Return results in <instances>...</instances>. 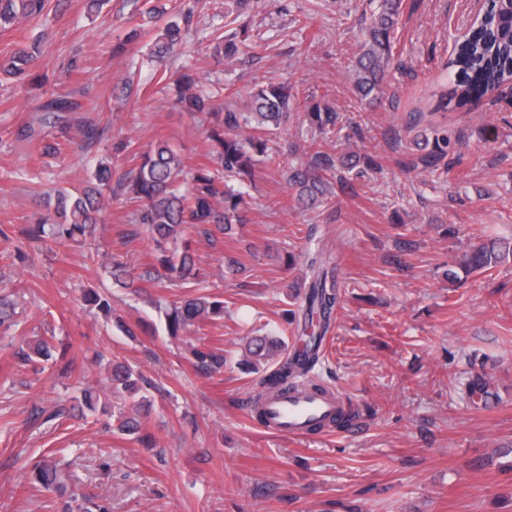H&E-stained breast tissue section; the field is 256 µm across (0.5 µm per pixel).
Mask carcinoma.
Returning <instances> with one entry per match:
<instances>
[{"instance_id":"obj_1","label":"carcinoma","mask_w":512,"mask_h":512,"mask_svg":"<svg viewBox=\"0 0 512 512\" xmlns=\"http://www.w3.org/2000/svg\"><path fill=\"white\" fill-rule=\"evenodd\" d=\"M48 0H0V29H7L21 18H40L48 15ZM399 15V0H375V6L362 32L361 52L353 66V90L360 100L377 97L385 74L392 61V34ZM185 28L181 21L169 20L154 44V54L164 57L184 40ZM40 43L31 50H19L0 55V73L23 80L35 66ZM252 49L249 31L242 29L231 38H222L215 51L224 55V61L234 62L238 56ZM449 69L453 72V86L443 87L438 108L448 109L452 103L458 108L487 94L504 83L512 82V0H489L482 18L476 20L466 37L453 50ZM176 105L191 115L206 113L213 121L206 131L208 155L212 165L186 169L178 152L167 142H158L145 153L143 161L127 184L131 202L137 207L138 223L145 226L154 243L150 253L151 269H161L170 281L182 288L200 285V272L191 252L187 235L195 233L214 240V233H228L235 224L248 223L243 192L224 183L228 178L243 180L253 175L257 157L267 154L271 136L288 121L291 112L304 109L309 122L321 134L336 131L339 115L326 101H314L299 84L269 82L252 95L251 111L239 112L226 107L220 112L213 106V96L200 89V79L185 70L175 79ZM35 111L42 113L40 122L61 124L64 114L84 112V104L72 95H56L41 101ZM85 140L100 141L104 130L86 121L77 120ZM425 152L422 160L432 165L446 155L448 141L424 134L416 142ZM306 161L284 172L286 183L297 189V199L311 207L327 205L333 196V181L342 171L364 173L374 165L367 153L354 152L347 157H336L313 140L306 147ZM112 190V168L99 164L91 185L75 192L60 191L46 206H54L55 220L41 221L22 229L24 238L32 243L47 239L61 245L84 247L94 237L108 203L106 192ZM512 255V245L492 242L473 249L462 256L459 266L468 273L487 272ZM112 280L126 288L133 284L128 266L108 259ZM301 305L302 329L309 334L298 337L300 346L288 353V342L277 336H253L246 344L250 369L261 374L258 392L252 401L257 405L267 394L286 391L297 385H306L321 391L323 387L309 379L322 363V344L332 324L338 304L333 258L322 248L305 255V271L295 283ZM84 302L91 309L109 315L112 308L97 289L88 288ZM166 331L179 336L193 328L215 324L224 318V301L207 294H190L163 310ZM55 336H41L19 349L17 357L24 364L64 361L69 370L72 361L65 355H56ZM196 366L207 373L224 368V353L217 348L191 349ZM113 392H122L133 399V415L119 421L118 432L135 435L142 432L145 421L141 412L146 397L141 395L139 377L121 362L111 364L109 377ZM82 413L91 416L106 414L100 395L86 388L78 400ZM33 483L56 493L64 500L63 512H111L104 500L88 497L71 488L70 476L59 463L44 460L31 472Z\"/></svg>"}]
</instances>
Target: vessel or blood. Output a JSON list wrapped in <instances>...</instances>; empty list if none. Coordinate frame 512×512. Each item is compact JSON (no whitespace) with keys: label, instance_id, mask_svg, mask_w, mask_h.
I'll return each instance as SVG.
<instances>
[{"label":"vessel or blood","instance_id":"b4317fda","mask_svg":"<svg viewBox=\"0 0 512 512\" xmlns=\"http://www.w3.org/2000/svg\"><path fill=\"white\" fill-rule=\"evenodd\" d=\"M342 403V397L335 392L286 393L269 401L262 425L278 435L300 437L306 435L312 425L335 416Z\"/></svg>","mask_w":512,"mask_h":512}]
</instances>
